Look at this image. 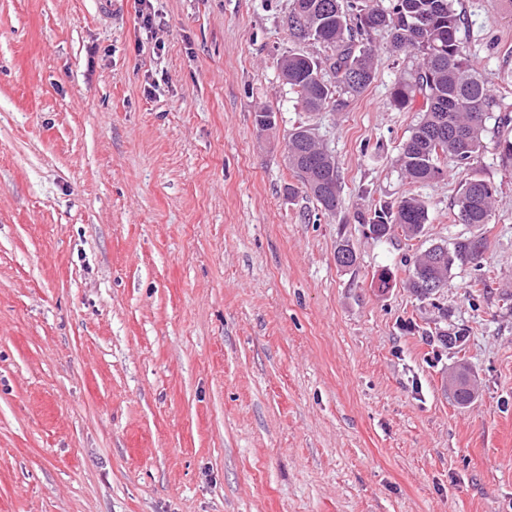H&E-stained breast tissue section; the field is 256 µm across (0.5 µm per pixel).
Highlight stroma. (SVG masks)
Returning a JSON list of instances; mask_svg holds the SVG:
<instances>
[{"label": "stroma", "instance_id": "stroma-1", "mask_svg": "<svg viewBox=\"0 0 512 512\" xmlns=\"http://www.w3.org/2000/svg\"><path fill=\"white\" fill-rule=\"evenodd\" d=\"M292 3L154 0L148 31L134 0H0V512H512V128L473 161L494 218L458 223L455 160L424 184L395 165L419 114L390 92L417 58L374 31L370 87L305 112L276 65L319 50L290 38ZM454 7L512 103V0ZM303 123L336 214L288 192ZM406 195L421 238L357 224ZM472 234L487 288L464 266L417 299L405 258Z\"/></svg>", "mask_w": 512, "mask_h": 512}]
</instances>
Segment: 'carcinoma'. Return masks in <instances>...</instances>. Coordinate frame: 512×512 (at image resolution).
Masks as SVG:
<instances>
[{
  "label": "carcinoma",
  "mask_w": 512,
  "mask_h": 512,
  "mask_svg": "<svg viewBox=\"0 0 512 512\" xmlns=\"http://www.w3.org/2000/svg\"><path fill=\"white\" fill-rule=\"evenodd\" d=\"M286 24L295 40L313 41L322 48L317 58L294 52L278 62L282 78L309 113L344 107L343 96L358 95L372 84L378 57L370 40L372 32H388L387 52L420 57L416 68L391 91V103L398 109H411L421 102L420 120L396 159L400 172L412 183L448 175L440 165V152L461 167L469 165L483 148L488 121L499 128L512 125V106L496 95L470 62L460 38L464 17L454 8L453 0H391L387 7L377 0L359 4L294 0ZM286 160L320 210L336 212L341 204L338 166L307 126L299 125L288 133ZM497 195L493 183L475 175L460 182L454 200L459 223H490ZM427 220L428 209L415 196L374 204L357 214L358 223L376 240L394 230L413 240L423 233ZM479 246L485 247L484 239L461 235L449 247L432 245L415 253L408 288L417 298L426 299L433 292L420 287V281L432 278L448 287L454 268L469 265L481 270ZM356 259L350 243L340 241L336 264L351 267ZM455 375L454 396L457 403L467 405L473 398L468 366L460 364Z\"/></svg>",
  "instance_id": "1"
}]
</instances>
